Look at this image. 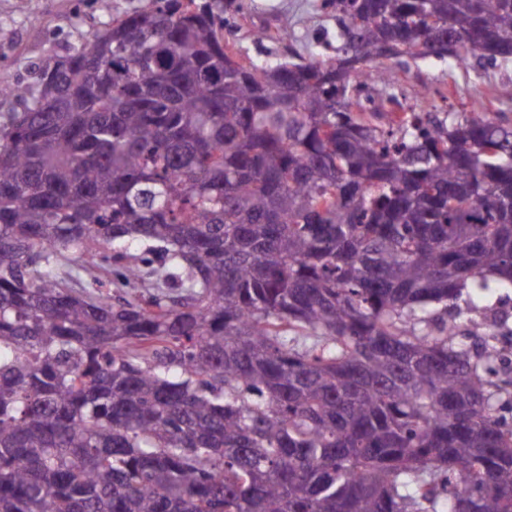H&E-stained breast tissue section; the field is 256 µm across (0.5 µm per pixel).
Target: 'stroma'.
Segmentation results:
<instances>
[{"mask_svg":"<svg viewBox=\"0 0 512 512\" xmlns=\"http://www.w3.org/2000/svg\"><path fill=\"white\" fill-rule=\"evenodd\" d=\"M224 37L240 61L306 60L330 56L336 46V15L325 0H236ZM105 17L96 0H0V84L30 81L33 66L63 53ZM448 92L439 112L478 111L486 106L512 117V63L459 67L429 58L395 68L391 91L404 108L416 107L425 88Z\"/></svg>","mask_w":512,"mask_h":512,"instance_id":"35a3bbf8","label":"stroma"}]
</instances>
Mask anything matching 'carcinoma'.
I'll return each mask as SVG.
<instances>
[{"label": "carcinoma", "instance_id": "carcinoma-1", "mask_svg": "<svg viewBox=\"0 0 512 512\" xmlns=\"http://www.w3.org/2000/svg\"><path fill=\"white\" fill-rule=\"evenodd\" d=\"M232 3L10 85L0 512H512V379L462 321L512 288V123L359 102L385 60L511 62L512 0H329L336 58L247 64ZM113 261L141 290L80 285Z\"/></svg>", "mask_w": 512, "mask_h": 512}]
</instances>
